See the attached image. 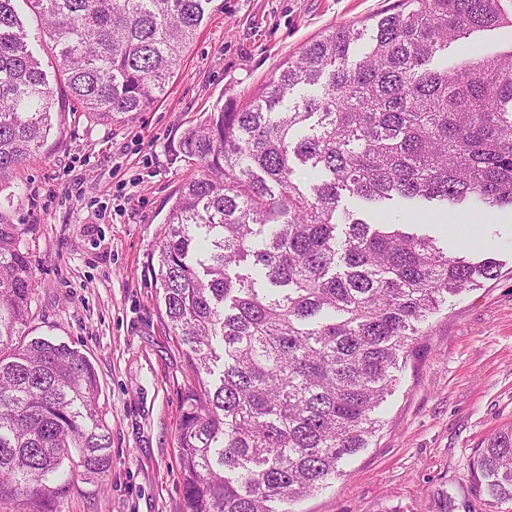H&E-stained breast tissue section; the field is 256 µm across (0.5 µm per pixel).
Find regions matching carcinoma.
<instances>
[{
  "mask_svg": "<svg viewBox=\"0 0 512 512\" xmlns=\"http://www.w3.org/2000/svg\"><path fill=\"white\" fill-rule=\"evenodd\" d=\"M15 2L0 0V185L56 117ZM27 2L70 95L116 121L158 103L213 0ZM503 25L512 0H397L370 35L343 26L309 41L249 102L182 132L174 151L198 173L164 218L153 274L199 384L178 433L185 512H292L327 486L380 429L420 325L495 276L493 258L450 256L339 203L345 191L375 213L396 197L512 207V49L430 66ZM297 161L322 177L295 183ZM30 230L0 217V499L40 495L65 463L112 465L90 360L18 341L36 286ZM471 477L490 504L512 502V425L479 449Z\"/></svg>",
  "mask_w": 512,
  "mask_h": 512,
  "instance_id": "obj_1",
  "label": "carcinoma"
}]
</instances>
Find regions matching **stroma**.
<instances>
[{"instance_id":"stroma-1","label":"stroma","mask_w":512,"mask_h":512,"mask_svg":"<svg viewBox=\"0 0 512 512\" xmlns=\"http://www.w3.org/2000/svg\"><path fill=\"white\" fill-rule=\"evenodd\" d=\"M394 0H213L207 22L156 106L112 122L73 106L52 44L25 0L29 49L54 90L58 118L34 158L0 191V218L29 224L37 286L23 334L88 357L112 437V467H64L45 495L0 500V512H184L178 465L182 400L198 379L169 330L151 258L163 220L195 168L181 133L234 97L250 100L310 40L369 28ZM512 49V27L450 44L449 60ZM473 257L497 278L448 297L382 403L383 425L341 476L295 512H485L471 489L479 448L512 425V209L466 213Z\"/></svg>"}]
</instances>
